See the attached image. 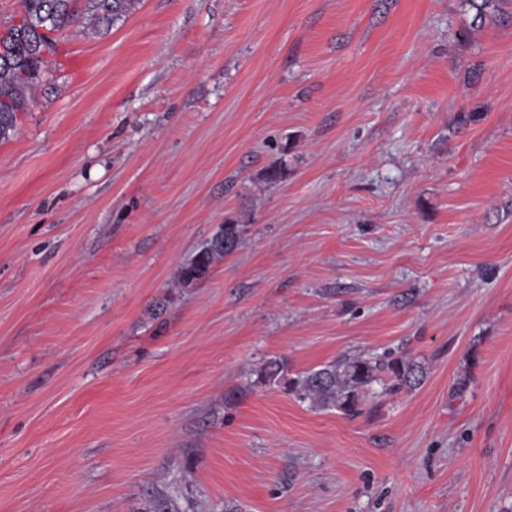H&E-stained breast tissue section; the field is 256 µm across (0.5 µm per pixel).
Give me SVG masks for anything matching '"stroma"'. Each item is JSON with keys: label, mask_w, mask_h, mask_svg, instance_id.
I'll return each instance as SVG.
<instances>
[{"label": "stroma", "mask_w": 512, "mask_h": 512, "mask_svg": "<svg viewBox=\"0 0 512 512\" xmlns=\"http://www.w3.org/2000/svg\"><path fill=\"white\" fill-rule=\"evenodd\" d=\"M496 3L72 0L0 140V512H512ZM344 355L426 375L354 416L256 383ZM86 12L95 24H103L107 28L114 20L128 13L137 0H85ZM212 240L213 242L200 251L190 263L182 267L179 272L181 285L189 286L204 279L217 259L228 256L238 249L241 241L239 224H224Z\"/></svg>", "instance_id": "obj_1"}]
</instances>
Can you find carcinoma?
<instances>
[{
    "mask_svg": "<svg viewBox=\"0 0 512 512\" xmlns=\"http://www.w3.org/2000/svg\"><path fill=\"white\" fill-rule=\"evenodd\" d=\"M86 12L97 25L110 26L114 20L129 12L137 0H85ZM24 23L11 25L0 33V46L7 49L9 58L0 60V139H7L17 130L18 115L26 111L45 73L46 61L41 48L51 34L60 31L72 20L71 0H23ZM241 229L226 224L212 237V243L200 251L179 272L183 286L204 279L213 264L238 249ZM388 368L398 385L416 386L424 378V368L414 361L374 360L344 357L306 372L295 379L285 378L283 359L266 361L257 373L262 385L284 383L297 394L319 408H336L347 415L357 411L359 392L375 381V373Z\"/></svg>",
    "mask_w": 512,
    "mask_h": 512,
    "instance_id": "cac0c4a2",
    "label": "carcinoma"
}]
</instances>
